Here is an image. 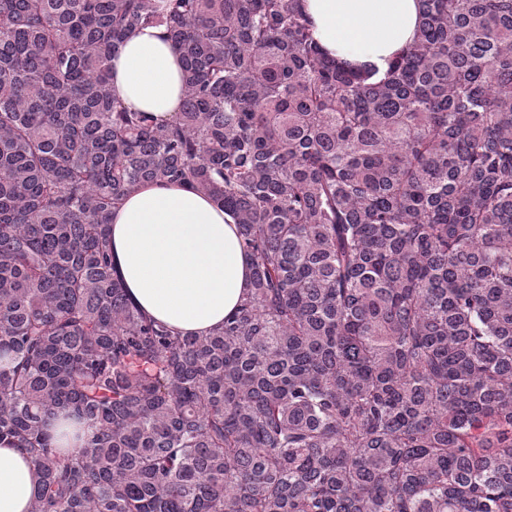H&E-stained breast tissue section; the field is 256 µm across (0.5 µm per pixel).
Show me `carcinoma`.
Wrapping results in <instances>:
<instances>
[{"label":"carcinoma","instance_id":"carcinoma-1","mask_svg":"<svg viewBox=\"0 0 512 512\" xmlns=\"http://www.w3.org/2000/svg\"><path fill=\"white\" fill-rule=\"evenodd\" d=\"M422 2L376 81L299 0H0V447L31 512H512V0ZM145 25L181 53L170 123L112 98ZM155 181L250 256L206 336L116 276L112 212ZM40 474L18 448H0V512H30Z\"/></svg>","mask_w":512,"mask_h":512}]
</instances>
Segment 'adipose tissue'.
<instances>
[{
    "instance_id": "ef3b65f1",
    "label": "adipose tissue",
    "mask_w": 512,
    "mask_h": 512,
    "mask_svg": "<svg viewBox=\"0 0 512 512\" xmlns=\"http://www.w3.org/2000/svg\"><path fill=\"white\" fill-rule=\"evenodd\" d=\"M312 35L334 59L384 79L414 43L421 0H300ZM111 89L127 109L173 120L184 85L180 54L160 26L132 31L112 57ZM110 244L132 302L180 334L224 323L250 286L251 266L232 213L189 184L154 182L114 210ZM40 475L16 448H0V512H31Z\"/></svg>"
}]
</instances>
